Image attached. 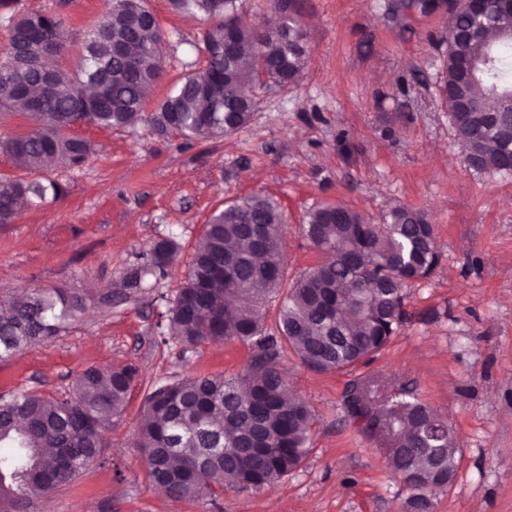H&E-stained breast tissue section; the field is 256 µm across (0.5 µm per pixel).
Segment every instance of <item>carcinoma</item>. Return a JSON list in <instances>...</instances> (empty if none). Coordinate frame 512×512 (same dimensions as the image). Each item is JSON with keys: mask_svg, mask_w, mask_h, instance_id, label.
Returning a JSON list of instances; mask_svg holds the SVG:
<instances>
[{"mask_svg": "<svg viewBox=\"0 0 512 512\" xmlns=\"http://www.w3.org/2000/svg\"><path fill=\"white\" fill-rule=\"evenodd\" d=\"M80 45L75 71H57L38 83L40 58L67 51L63 21L47 10L5 17L10 39L0 59V112L25 114L35 128L0 136V154L18 167L40 170L49 161L80 167L94 153L70 135L77 123L101 129L150 126L160 136L187 141L230 135L251 120L256 88L286 86L310 62L299 18L257 32L239 14V0H170L177 13L213 21L197 44L203 66L180 78L156 111H144L149 87L163 75L165 36L145 0H113ZM237 15L236 51L224 48V22ZM461 27L485 33L481 44L457 46L447 38L441 89L475 97L480 114L443 101L465 156L477 172H501L512 160V12L490 24L461 14ZM474 62L475 78L460 70V52ZM65 187L52 179H16L0 192V224H11L25 206ZM285 214L261 192L213 213L193 254L185 284L166 317L180 352L211 340L250 343L255 354L234 377L194 376L149 388L137 447L151 485L173 499L261 489L296 470L309 455L313 415L288 398L281 368L284 347L320 371H342L372 357L405 316L407 283L429 278L440 264L433 226L420 212L396 208L372 224L342 202L311 210L302 234L326 255L295 279L278 308L276 330L265 327V305L283 287ZM175 236L158 239L123 274L122 288L96 299L60 289L21 286L0 299V361L42 345L88 305L111 311L133 300L147 279H166L178 252ZM138 368L95 366L79 373L58 396L29 391L0 395V512H28L32 499L71 483L102 463L112 417L125 409ZM344 406L365 433L382 435L394 477L412 494L406 512H430L432 488L455 478L459 448L448 421L406 391L373 406L369 386L354 383Z\"/></svg>", "mask_w": 512, "mask_h": 512, "instance_id": "1", "label": "carcinoma"}]
</instances>
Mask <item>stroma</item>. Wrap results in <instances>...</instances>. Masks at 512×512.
Returning a JSON list of instances; mask_svg holds the SVG:
<instances>
[{
  "mask_svg": "<svg viewBox=\"0 0 512 512\" xmlns=\"http://www.w3.org/2000/svg\"><path fill=\"white\" fill-rule=\"evenodd\" d=\"M166 34L154 111L180 77L198 69L193 47L205 24L147 0ZM311 61L285 87L256 92L250 123L220 138L160 137L140 124L72 134L95 152L81 169L47 172L0 156V185L16 178L62 183L63 196L0 224V298L15 287L102 294L137 254L175 233L180 254L166 280L136 302L89 310L53 341L0 362V394L56 396L89 366L136 364L142 376L112 420L109 463L34 500L31 512H403L408 490L393 478L378 437L346 414L355 381L379 394L410 390L452 425L458 470L434 491L433 512H512V174L470 168L439 92L448 12L407 0H296ZM43 8L83 34L108 0H15ZM287 217L286 280L320 254L302 235L307 213L336 201L369 221L395 208L433 225L441 262L408 283L409 316L373 357L321 372L285 351L292 391L314 415L312 451L301 467L259 491L176 500L152 487L134 432L147 389L183 375L235 376L254 354L239 340L205 342L186 355L163 343L157 322L188 275L212 213L255 192Z\"/></svg>",
  "mask_w": 512,
  "mask_h": 512,
  "instance_id": "obj_1",
  "label": "stroma"
}]
</instances>
